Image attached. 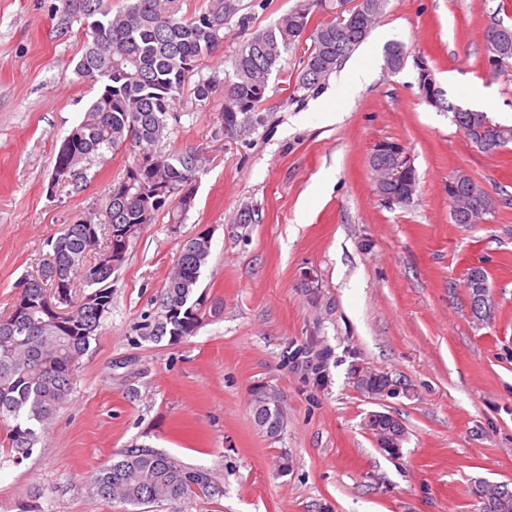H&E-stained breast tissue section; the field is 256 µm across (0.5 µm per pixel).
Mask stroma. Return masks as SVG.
Wrapping results in <instances>:
<instances>
[{
  "label": "stroma",
  "instance_id": "stroma-1",
  "mask_svg": "<svg viewBox=\"0 0 512 512\" xmlns=\"http://www.w3.org/2000/svg\"><path fill=\"white\" fill-rule=\"evenodd\" d=\"M59 0H0V313L9 312L46 243L104 206L135 155L82 161L75 181L50 189L64 137L96 86L74 71L80 29L54 30ZM512 24V0H387L360 50L374 63L352 86L334 72L317 92H294L305 56L286 55L269 109L251 132L215 138L224 101L185 89L165 153L204 157L185 223L145 228L112 275V307L81 360L70 403L16 462L0 447V512H123L91 501L86 479L123 448L145 444L213 470L219 512H479L477 480L512 484V205L482 224H457L448 178L462 171L490 194L512 195V148L478 153L419 95L427 66L449 95L512 121V70L489 75L483 33ZM407 49L385 68L386 44ZM404 145L419 184L411 203L374 191L369 155ZM255 224L236 223L242 208ZM211 233L195 335L145 340L184 240ZM483 267L496 307L473 318L464 279ZM387 373L401 391L359 390L354 366ZM271 385L287 415L260 431L251 389ZM382 411L407 439L380 450L365 425Z\"/></svg>",
  "mask_w": 512,
  "mask_h": 512
}]
</instances>
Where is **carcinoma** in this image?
<instances>
[{"mask_svg":"<svg viewBox=\"0 0 512 512\" xmlns=\"http://www.w3.org/2000/svg\"><path fill=\"white\" fill-rule=\"evenodd\" d=\"M385 0H361L348 26L336 21L314 22L316 13L328 8L327 0H299L279 22L254 31L232 60L224 79L212 75L195 83L203 101L224 88L219 131L231 121L237 130L261 124L273 68L307 38L311 41L297 75L294 91H316L338 65L367 38L383 12ZM56 29L61 35L80 23L85 51L77 75L98 86V93L82 120L67 135L74 145L70 169L91 156L128 147L137 152L134 164L112 186L110 218L98 211L77 224H67L47 241L49 251L37 274L22 283L14 305L26 317L0 316V420L11 421L7 453L16 460L32 454L39 433L46 432L60 408L66 405L77 383L81 358L96 339L101 319L112 306V269L90 265L123 244L131 245L142 229L168 214V223L182 224L194 206V183L201 163L191 165L195 150L165 154L157 145L169 120L176 118L174 101L197 73L202 62L224 42V28L231 21L241 29L250 17L241 13L240 0H208L207 7L189 21L163 7L162 0H125L112 10V0H61ZM485 58L499 61L489 68L496 76L512 66V30L493 42L484 39ZM420 97L453 114L477 152L492 155L512 143V124L484 131L489 114L449 101L447 90L430 71L420 74ZM384 160L370 155L374 190L379 198L398 197L405 184L389 181ZM456 192L448 193V206L456 224L483 223L496 210V201L468 174L458 171ZM163 188L145 202L127 186ZM211 252V242L201 237L185 240L170 270L160 300V311L140 326L149 339L164 336L177 340L195 334L201 320L202 299L196 290ZM57 268L68 289L80 285L72 317L61 325L45 305L46 293L55 287L48 265ZM466 288L474 301L473 317L482 322L494 316L488 275L482 267L466 274ZM217 481L215 473L147 445L125 448L112 461L87 477L90 499L116 500L133 507L196 503L192 485L202 488ZM472 495L481 512H512V488L506 484L477 481Z\"/></svg>","mask_w":512,"mask_h":512,"instance_id":"obj_1","label":"carcinoma"}]
</instances>
